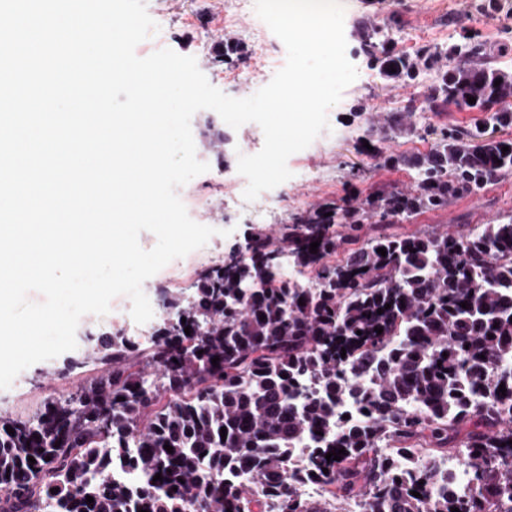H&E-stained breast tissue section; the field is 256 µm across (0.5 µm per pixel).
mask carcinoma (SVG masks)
<instances>
[{
  "instance_id": "1",
  "label": "carcinoma",
  "mask_w": 512,
  "mask_h": 512,
  "mask_svg": "<svg viewBox=\"0 0 512 512\" xmlns=\"http://www.w3.org/2000/svg\"><path fill=\"white\" fill-rule=\"evenodd\" d=\"M481 52L449 50L453 64L428 101L510 126L501 103L512 75ZM417 68L383 61L401 80ZM383 164L413 168V190L371 195L362 208L301 210L278 240L256 232L245 251L199 273L190 300L164 297L148 346L118 330L83 355L99 377L49 396L31 417L0 414V512H329L294 496L302 475L363 512H512V216L469 234L379 235L351 247L371 211L388 220L440 209L512 173V141L450 133ZM341 248L344 259L327 264ZM285 256L311 284L282 279ZM353 378L365 422L341 428L336 402ZM304 438L310 449L298 457ZM341 448V460L326 459ZM450 450L471 461L464 498L443 486L437 460ZM114 462L138 485L101 478Z\"/></svg>"
}]
</instances>
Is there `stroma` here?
<instances>
[{
    "label": "stroma",
    "mask_w": 512,
    "mask_h": 512,
    "mask_svg": "<svg viewBox=\"0 0 512 512\" xmlns=\"http://www.w3.org/2000/svg\"><path fill=\"white\" fill-rule=\"evenodd\" d=\"M345 17L346 55L358 71L357 79L328 111L329 130L323 131L304 150L291 155L287 167L292 176L274 189L248 201L233 181L239 155L258 153L264 144L261 127L253 122L234 129L211 110L196 112L191 129L200 161L209 169L178 188L177 194L189 216L215 228L207 244L185 257L173 260L143 284L145 294L164 288L175 293L187 288L202 268L224 258L233 245L243 243L254 226L272 235L295 212L327 205L359 207L378 190H411V168L379 166L376 155L416 156L429 152L442 134L484 128L486 134L512 140V127L495 128L477 109L453 104L429 109L426 103L431 78L413 82L390 80L381 73L384 59L412 57L426 46L448 51L467 43L483 46L488 58L512 73V0H498V9L486 13L485 0H342ZM146 9L158 29L137 45L146 57L168 48L195 57L208 81L226 95L246 98L271 74L273 63H285L283 42L257 16L254 0H146ZM233 22H226V15ZM261 30L263 41L254 45L250 32ZM382 35L374 56L362 50L368 31ZM235 37L244 49L224 62L211 59V49L225 36ZM403 113L401 131H386L384 119ZM222 132V152L210 144L213 132ZM512 215V176L494 180L475 194L454 197L444 208L407 219L381 220L370 214L364 219L361 239L381 233L407 236L449 231L467 234L480 225ZM131 301L118 296L103 316L84 315L76 331L77 352H84L89 337H107L113 329H133ZM100 371L84 364L67 367L65 356L36 363L22 371L12 385L0 390V412L28 417L48 395L75 391Z\"/></svg>",
    "instance_id": "35a3bbf8"
}]
</instances>
